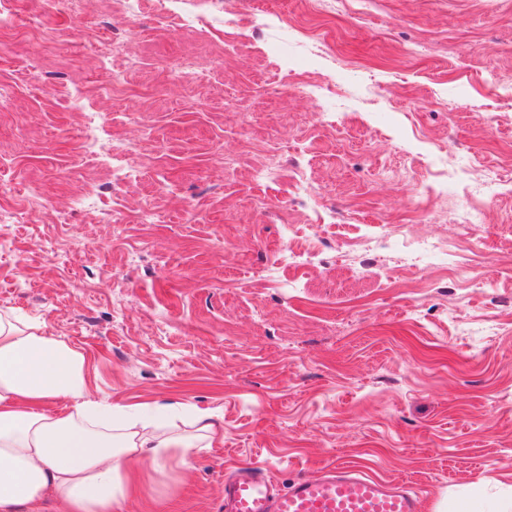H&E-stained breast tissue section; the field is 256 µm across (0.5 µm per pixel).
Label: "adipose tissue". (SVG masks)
Returning a JSON list of instances; mask_svg holds the SVG:
<instances>
[{"label": "adipose tissue", "instance_id": "ef3b65f1", "mask_svg": "<svg viewBox=\"0 0 512 512\" xmlns=\"http://www.w3.org/2000/svg\"><path fill=\"white\" fill-rule=\"evenodd\" d=\"M183 404L125 405L91 397L80 348L39 318L0 310V512L54 495L63 512H124L132 471L172 454L189 463L217 434L208 414L179 422Z\"/></svg>", "mask_w": 512, "mask_h": 512}]
</instances>
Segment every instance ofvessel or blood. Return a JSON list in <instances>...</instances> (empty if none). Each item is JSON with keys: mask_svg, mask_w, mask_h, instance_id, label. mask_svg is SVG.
I'll use <instances>...</instances> for the list:
<instances>
[{"mask_svg": "<svg viewBox=\"0 0 512 512\" xmlns=\"http://www.w3.org/2000/svg\"><path fill=\"white\" fill-rule=\"evenodd\" d=\"M223 494L222 512H418L420 492L357 464L329 465L281 487L263 464L252 463L225 474Z\"/></svg>", "mask_w": 512, "mask_h": 512, "instance_id": "obj_1", "label": "vessel or blood"}]
</instances>
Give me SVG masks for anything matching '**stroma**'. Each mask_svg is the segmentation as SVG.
<instances>
[{
    "mask_svg": "<svg viewBox=\"0 0 512 512\" xmlns=\"http://www.w3.org/2000/svg\"><path fill=\"white\" fill-rule=\"evenodd\" d=\"M223 2L247 21L192 85L171 67L209 35L152 0L131 23L107 0L72 15L14 0L51 40L0 48V200L21 212L0 223V308L81 348L92 394L189 403L217 425L190 465L142 467L126 512H221L225 472L254 462L282 485L364 463L414 484L420 512H512V191L457 232L464 185L512 177V0ZM107 26L140 59L125 92L95 44ZM47 85L103 116L101 154ZM269 141L299 159L307 205L278 207L290 179L253 180ZM114 142L141 178L112 191ZM436 164L459 169L440 194L425 189ZM96 193L121 223L74 207ZM423 238L444 254L406 267ZM310 246L323 265L280 258Z\"/></svg>",
    "mask_w": 512,
    "mask_h": 512,
    "instance_id": "stroma-1",
    "label": "stroma"
}]
</instances>
